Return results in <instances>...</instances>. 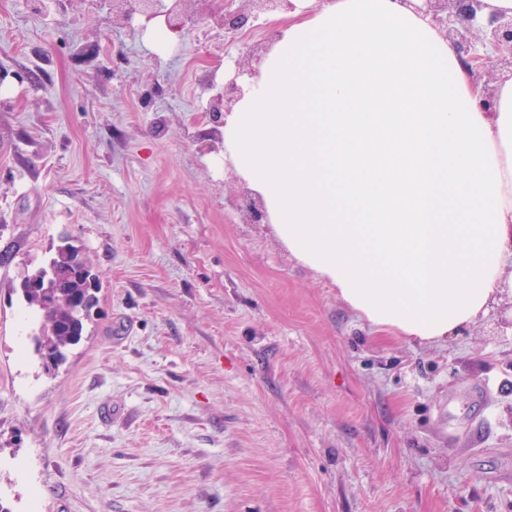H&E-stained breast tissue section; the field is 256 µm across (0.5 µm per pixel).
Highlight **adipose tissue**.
I'll list each match as a JSON object with an SVG mask.
<instances>
[{"label":"adipose tissue","mask_w":512,"mask_h":512,"mask_svg":"<svg viewBox=\"0 0 512 512\" xmlns=\"http://www.w3.org/2000/svg\"><path fill=\"white\" fill-rule=\"evenodd\" d=\"M462 61L403 0L289 14L222 128L278 240L372 327L458 335L512 292V75L483 111Z\"/></svg>","instance_id":"1"}]
</instances>
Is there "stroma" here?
<instances>
[{
  "instance_id": "obj_1",
  "label": "stroma",
  "mask_w": 512,
  "mask_h": 512,
  "mask_svg": "<svg viewBox=\"0 0 512 512\" xmlns=\"http://www.w3.org/2000/svg\"><path fill=\"white\" fill-rule=\"evenodd\" d=\"M0 0V512H512V296L439 343L299 263L207 110L248 36ZM71 237L98 313L46 372L24 275Z\"/></svg>"
}]
</instances>
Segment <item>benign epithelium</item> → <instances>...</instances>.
<instances>
[{
	"label": "benign epithelium",
	"instance_id": "7a95c632",
	"mask_svg": "<svg viewBox=\"0 0 512 512\" xmlns=\"http://www.w3.org/2000/svg\"><path fill=\"white\" fill-rule=\"evenodd\" d=\"M112 14L125 23L135 15L150 22L164 18V24L172 28L182 24L192 15L189 6L195 0H169L166 11L157 10L161 0H111ZM253 5L246 11L242 8H224V13L210 15L211 20L224 32L231 35L240 33L260 12L286 11L295 9L292 0H245ZM417 13L431 17V20L445 34L452 36L453 46L460 56L479 61L481 72L491 69L512 72V16L490 13L485 21H479L484 9L483 0H406ZM243 89L232 81L224 86V95L217 98L208 110L210 120L221 123L222 112L228 105L242 96Z\"/></svg>",
	"mask_w": 512,
	"mask_h": 512
}]
</instances>
